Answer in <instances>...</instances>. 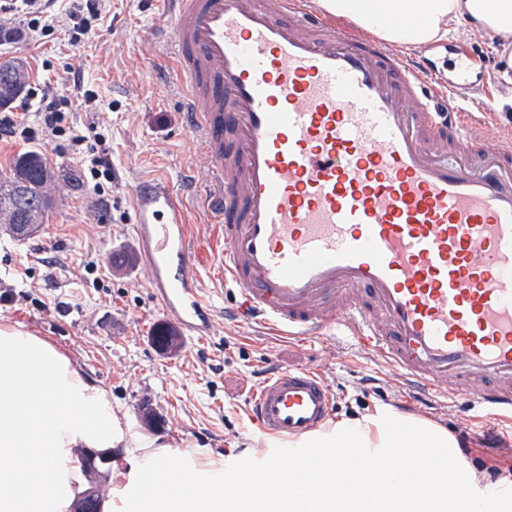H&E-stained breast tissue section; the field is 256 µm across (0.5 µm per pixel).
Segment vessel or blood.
<instances>
[{
  "label": "vessel or blood",
  "instance_id": "1",
  "mask_svg": "<svg viewBox=\"0 0 512 512\" xmlns=\"http://www.w3.org/2000/svg\"><path fill=\"white\" fill-rule=\"evenodd\" d=\"M163 2L237 318L365 351L407 403L464 398L512 421V132L486 136L421 56L307 0ZM135 216L162 311L211 335L182 193L142 182ZM333 405L297 367L272 372L250 412L292 441Z\"/></svg>",
  "mask_w": 512,
  "mask_h": 512
}]
</instances>
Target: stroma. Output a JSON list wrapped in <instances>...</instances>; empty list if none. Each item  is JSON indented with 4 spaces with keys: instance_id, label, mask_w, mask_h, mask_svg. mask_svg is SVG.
Listing matches in <instances>:
<instances>
[{
    "instance_id": "1",
    "label": "stroma",
    "mask_w": 512,
    "mask_h": 512,
    "mask_svg": "<svg viewBox=\"0 0 512 512\" xmlns=\"http://www.w3.org/2000/svg\"><path fill=\"white\" fill-rule=\"evenodd\" d=\"M157 0H107L100 18L78 44H71L65 16L49 31L31 32L24 16H0V27L17 31L0 44V59H19L27 81L58 97H73L70 73L82 71L96 94L94 109L71 119L101 126L100 147L112 159V198L102 206L88 188L65 140L41 146L54 179L51 211L29 238L0 227V279L13 283L12 301L0 302V323H21L47 337L112 394V406L132 433L172 448L238 453L262 448L246 404L268 364L317 369L335 390L331 421L352 419L380 405L405 410L448 430L480 477L492 467L512 473V425L501 422L503 448L477 445L464 421L468 402L457 399L405 409L395 377L370 355L333 345H303L282 336L225 321L224 280L216 268L223 232L204 205L206 162L185 123L172 47L161 29ZM430 64L461 88L463 105L483 120L477 91H494L501 126L512 125V84L499 79L512 65V36L461 28L429 45ZM164 176L184 189L188 237L202 295L217 308L214 330L204 339L180 337L176 348L158 350L156 330L168 324L150 288V271L133 234L134 198L147 177ZM159 417L141 421L142 406Z\"/></svg>"
}]
</instances>
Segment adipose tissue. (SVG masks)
I'll return each mask as SVG.
<instances>
[{"label":"adipose tissue","mask_w":512,"mask_h":512,"mask_svg":"<svg viewBox=\"0 0 512 512\" xmlns=\"http://www.w3.org/2000/svg\"><path fill=\"white\" fill-rule=\"evenodd\" d=\"M326 14L347 19L399 45L446 39L467 26L512 34V0H316ZM410 12L405 24L390 16ZM418 440L431 462L418 487L404 474ZM111 454L101 512H512V478L479 479L453 436L390 406L263 451L212 455L175 451L136 437L62 349L20 324H0V512H73L83 488L77 451ZM355 456H347V449ZM311 455L316 480L298 478L282 490H247L249 476L270 474ZM165 477L161 488L149 478ZM463 491H454L457 477Z\"/></svg>","instance_id":"ef3b65f1"}]
</instances>
